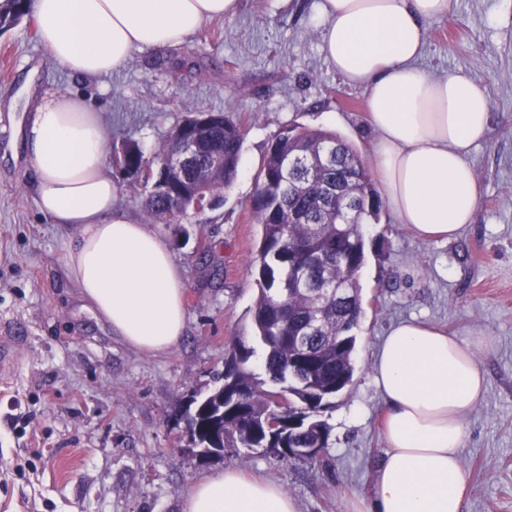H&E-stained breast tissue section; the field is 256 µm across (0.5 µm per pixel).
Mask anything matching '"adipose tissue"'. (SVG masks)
Segmentation results:
<instances>
[{"label": "adipose tissue", "mask_w": 512, "mask_h": 512, "mask_svg": "<svg viewBox=\"0 0 512 512\" xmlns=\"http://www.w3.org/2000/svg\"><path fill=\"white\" fill-rule=\"evenodd\" d=\"M238 9L239 0H32L28 20L55 63L98 77L122 69L135 48L182 44ZM450 12L451 0L318 4L327 61L366 93L382 200L425 241L473 223L481 186L469 158L491 120L486 90L472 77H434L418 64L427 23ZM108 140L101 112L82 97L59 93L38 105L25 129L36 204L74 231L64 261L86 307L130 346L162 353L185 328L182 273L159 235L114 214ZM478 346L415 320L390 330L373 359L386 448L367 504L348 512H464V418L487 386ZM184 512L298 507L275 483L227 469L192 487Z\"/></svg>", "instance_id": "ef3b65f1"}]
</instances>
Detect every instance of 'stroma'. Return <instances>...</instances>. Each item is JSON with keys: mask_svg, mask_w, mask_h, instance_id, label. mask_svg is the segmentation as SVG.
<instances>
[{"mask_svg": "<svg viewBox=\"0 0 512 512\" xmlns=\"http://www.w3.org/2000/svg\"><path fill=\"white\" fill-rule=\"evenodd\" d=\"M419 64L434 76L464 70L487 88L473 223L449 241L419 240L386 208L364 225L356 371L326 414L327 460L228 453L202 467L178 414L191 391L213 386L228 345L253 333L261 159L276 133L299 125L341 134L372 166L365 90L322 53L317 0H241L235 17L204 22L183 45L134 50L94 78L51 62L29 22L0 35V336L24 339L18 368L0 374V512H183L194 485L228 468L278 483L299 512H344L366 501L385 447L372 355L410 320L462 339L485 334L476 360L488 386L464 421L465 512H512V0H457L451 17L428 23ZM60 92L103 113L110 145L131 138L148 155L190 110L228 112L244 129L223 204L201 222L149 224L185 285V329L164 353L130 347L84 308L64 264L71 231L37 208L22 130L30 109Z\"/></svg>", "mask_w": 512, "mask_h": 512, "instance_id": "35a3bbf8", "label": "stroma"}]
</instances>
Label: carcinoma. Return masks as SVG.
<instances>
[{"label": "carcinoma", "mask_w": 512, "mask_h": 512, "mask_svg": "<svg viewBox=\"0 0 512 512\" xmlns=\"http://www.w3.org/2000/svg\"><path fill=\"white\" fill-rule=\"evenodd\" d=\"M30 0H0V33L28 13ZM210 121L195 165L206 173L199 204L194 194L165 195L149 185L157 158L177 147L172 137L151 156L126 141L115 168L138 181L149 220L184 223L209 211L204 198H224L238 174L241 125L224 112ZM224 156V168L213 170ZM382 198L356 148L340 134L298 125L273 137L256 177L253 213L260 226L254 264L258 294L250 309L254 335L235 339L224 373L207 392L189 395L184 419L191 445L230 448L248 457L288 446L331 448L324 418L355 372L362 314L358 275L368 260L362 226L378 220Z\"/></svg>", "instance_id": "cac0c4a2"}]
</instances>
